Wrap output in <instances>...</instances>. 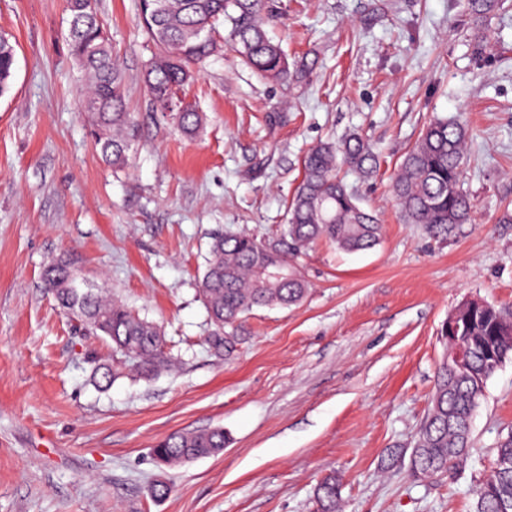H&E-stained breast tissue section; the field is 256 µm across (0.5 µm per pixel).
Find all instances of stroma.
<instances>
[{"label": "stroma", "instance_id": "1", "mask_svg": "<svg viewBox=\"0 0 512 512\" xmlns=\"http://www.w3.org/2000/svg\"><path fill=\"white\" fill-rule=\"evenodd\" d=\"M273 3L290 78L214 53L184 90L204 116L190 138L150 105L154 47L136 0H97L139 128L130 168L115 171L81 108L65 0H0L16 51L0 96V512H314L332 471L343 512H473L512 433V361L487 382L454 479H416L409 458L449 311L467 297L512 309V0L483 17L469 0ZM456 113L472 131L474 210L442 240L402 221L391 177L430 119ZM354 130L380 170L346 181L380 213V245L302 254L304 301L254 310L234 356L215 358L199 294L211 237L272 236L304 154ZM59 257L158 323L178 369L98 389L92 369L109 347L41 280ZM213 426L223 453L157 467L158 441ZM159 479L172 492L157 500Z\"/></svg>", "mask_w": 512, "mask_h": 512}]
</instances>
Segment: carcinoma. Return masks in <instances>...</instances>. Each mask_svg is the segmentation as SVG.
I'll list each match as a JSON object with an SVG mask.
<instances>
[{
  "label": "carcinoma",
  "instance_id": "1",
  "mask_svg": "<svg viewBox=\"0 0 512 512\" xmlns=\"http://www.w3.org/2000/svg\"><path fill=\"white\" fill-rule=\"evenodd\" d=\"M67 8L71 55L88 81L82 108L91 117V136L101 158L112 169L124 170L138 137L127 110L124 71L96 7L68 0ZM139 11L156 48L144 74L150 101L156 111L172 113L188 137L199 133L203 117L179 99L178 91L217 50L219 29L226 31L224 47L256 73L275 81L291 75L281 44L267 30L276 17L272 0H139ZM14 64V46L0 34V96L9 89ZM468 137V126L458 116L435 118L423 128L392 183L405 223L422 224L441 238L469 223L473 204L462 188ZM344 168L363 180L377 174V156L363 135L353 132L307 152L287 203L286 224L275 237L231 232L212 237L199 292L208 320L205 342L213 356H233L244 319L254 309L288 308L305 299L309 285L296 264L304 250L321 240L349 253L380 243L382 224L341 177ZM42 280L61 312L79 319L89 334L112 348V357L95 369L98 388L108 389L126 374L149 379L175 365L165 351L161 326L105 289L79 281L67 262L46 265ZM448 320L456 338L448 337V325H443L446 353L410 454L412 473L431 480L456 474L467 460L475 408L493 373L512 360V310L473 303L455 308ZM226 441L219 426L174 433L155 445L153 456L158 465L172 467L213 456ZM314 497L317 512H339L340 478L323 477ZM474 512H512V436L502 441L491 470L479 482Z\"/></svg>",
  "mask_w": 512,
  "mask_h": 512
}]
</instances>
